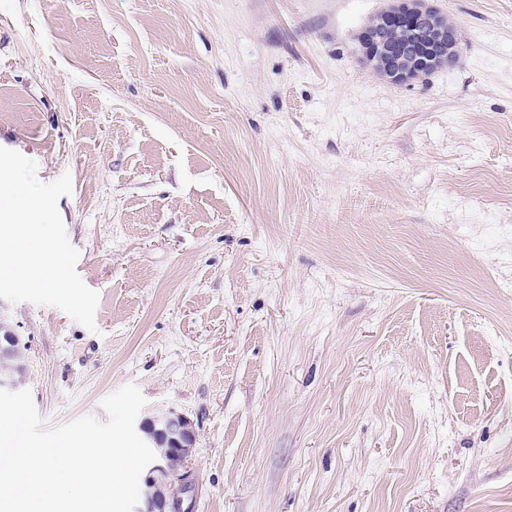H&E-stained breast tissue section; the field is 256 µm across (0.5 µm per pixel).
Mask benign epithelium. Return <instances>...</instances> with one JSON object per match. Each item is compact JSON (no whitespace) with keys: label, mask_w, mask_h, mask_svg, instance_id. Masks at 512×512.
<instances>
[{"label":"benign epithelium","mask_w":512,"mask_h":512,"mask_svg":"<svg viewBox=\"0 0 512 512\" xmlns=\"http://www.w3.org/2000/svg\"><path fill=\"white\" fill-rule=\"evenodd\" d=\"M406 33L403 44L390 40L386 30ZM363 60L396 85H409L422 75L457 66L461 52L460 26L448 21L429 0H395L359 32ZM21 337L11 330L0 336V358L19 350ZM140 430L156 460L145 470L148 491L134 512H173L177 493L188 489V471L180 468L192 454L196 433L191 421L175 412L144 422Z\"/></svg>","instance_id":"7a95c632"}]
</instances>
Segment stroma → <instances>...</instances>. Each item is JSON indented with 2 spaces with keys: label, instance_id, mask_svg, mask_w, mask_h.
<instances>
[{
  "label": "stroma",
  "instance_id": "obj_1",
  "mask_svg": "<svg viewBox=\"0 0 512 512\" xmlns=\"http://www.w3.org/2000/svg\"><path fill=\"white\" fill-rule=\"evenodd\" d=\"M392 0H0V147L99 295L0 299L46 426L128 384L182 512H512V0L454 69L361 64ZM140 430L155 452L156 460L145 470L144 480L148 491L141 497L134 512H172L176 501L181 507L178 491L190 488L188 471L185 467H179L192 454L196 442L195 430L186 416L175 412L143 422ZM163 486H167V493L171 491V499L162 489Z\"/></svg>",
  "mask_w": 512,
  "mask_h": 512
}]
</instances>
